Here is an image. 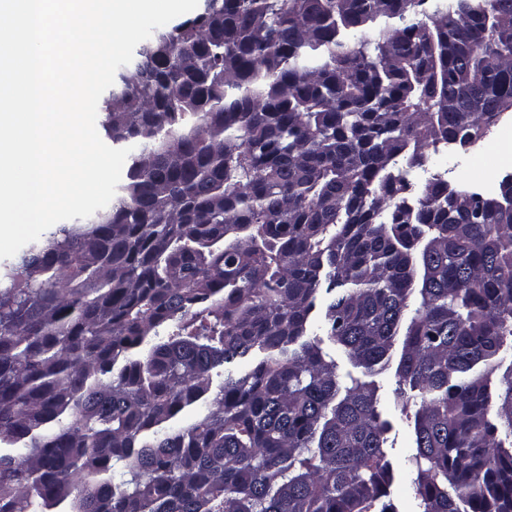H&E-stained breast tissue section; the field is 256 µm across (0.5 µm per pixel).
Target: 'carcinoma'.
<instances>
[{
  "instance_id": "cac0c4a2",
  "label": "carcinoma",
  "mask_w": 512,
  "mask_h": 512,
  "mask_svg": "<svg viewBox=\"0 0 512 512\" xmlns=\"http://www.w3.org/2000/svg\"><path fill=\"white\" fill-rule=\"evenodd\" d=\"M139 56L121 194L0 272V512H398L394 361L415 512H512V183L411 179L512 111V0H204ZM375 380L381 387L384 415L392 426L387 436L389 438L388 447L393 444V448H386L395 473V480L390 490L391 497L399 511L410 512L415 510L413 492L403 481L404 470L408 467L407 455L411 452V448H409L410 428L405 413L404 415L401 413L400 406L396 405L394 401V389L397 387L396 364L393 363L387 371L375 377Z\"/></svg>"
}]
</instances>
